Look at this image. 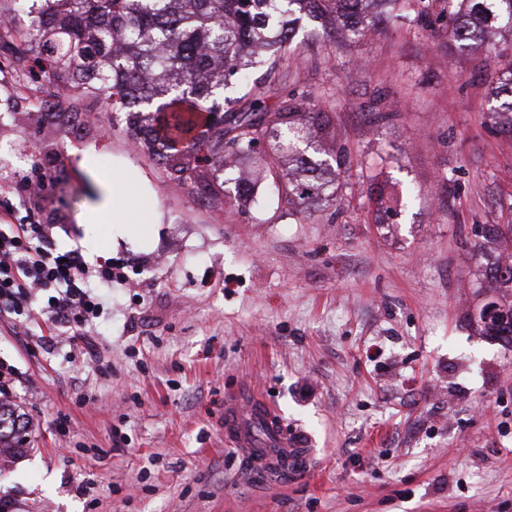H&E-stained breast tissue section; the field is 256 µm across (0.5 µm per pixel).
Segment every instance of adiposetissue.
I'll return each mask as SVG.
<instances>
[{"label": "adipose tissue", "instance_id": "adipose-tissue-1", "mask_svg": "<svg viewBox=\"0 0 512 512\" xmlns=\"http://www.w3.org/2000/svg\"><path fill=\"white\" fill-rule=\"evenodd\" d=\"M99 198L89 207L88 218L95 224H108L112 235L126 238L143 219L146 206L156 204L157 197L144 174L136 168L107 179L96 175Z\"/></svg>", "mask_w": 512, "mask_h": 512}]
</instances>
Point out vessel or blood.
Instances as JSON below:
<instances>
[{"label":"vessel or blood","instance_id":"vessel-or-blood-1","mask_svg":"<svg viewBox=\"0 0 512 512\" xmlns=\"http://www.w3.org/2000/svg\"><path fill=\"white\" fill-rule=\"evenodd\" d=\"M225 429L233 446L251 456L254 464L285 478L304 473L312 463L311 443L306 434L284 435L275 412L255 401L248 412L229 407Z\"/></svg>","mask_w":512,"mask_h":512}]
</instances>
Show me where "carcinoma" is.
<instances>
[{
  "instance_id": "1",
  "label": "carcinoma",
  "mask_w": 512,
  "mask_h": 512,
  "mask_svg": "<svg viewBox=\"0 0 512 512\" xmlns=\"http://www.w3.org/2000/svg\"><path fill=\"white\" fill-rule=\"evenodd\" d=\"M305 16L351 42L381 22L426 30L448 17L460 51L512 35V0H54L32 20L13 63L33 62L56 85L53 107L92 98L123 113L133 145L175 181L209 192L208 169L236 183L232 161L249 160L271 173L288 203L315 209L330 187L324 169L345 158L322 137L334 108L288 84ZM256 66L263 73L255 78ZM236 87L245 93L224 96ZM494 88L493 117L512 133V59ZM509 235L512 224H486L477 251L487 260L482 287L499 301L482 310L484 330L512 343V302L499 294L512 289L502 249ZM23 431L22 416L0 402V457L21 451Z\"/></svg>"
}]
</instances>
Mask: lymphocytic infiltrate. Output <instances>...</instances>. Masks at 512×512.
<instances>
[{"label": "lymphocytic infiltrate", "instance_id": "f902f5d3", "mask_svg": "<svg viewBox=\"0 0 512 512\" xmlns=\"http://www.w3.org/2000/svg\"><path fill=\"white\" fill-rule=\"evenodd\" d=\"M51 224H13L0 230V314L30 317L34 294L47 292L42 312L77 336L89 335L100 318L101 289L116 276L111 260L89 263L79 250L51 252Z\"/></svg>", "mask_w": 512, "mask_h": 512}]
</instances>
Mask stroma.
<instances>
[{
    "mask_svg": "<svg viewBox=\"0 0 512 512\" xmlns=\"http://www.w3.org/2000/svg\"><path fill=\"white\" fill-rule=\"evenodd\" d=\"M452 41L444 21L347 47L299 28L291 81L335 102L346 173L294 216L264 184L247 205L225 196L219 171L216 193H192L95 102L76 129L58 108L34 121L55 89L0 46V220L55 225L50 248L124 272L89 341L0 318L30 439L0 462L14 512H512V343L482 332L475 250L483 225L512 222V135L490 113L504 39ZM85 152L106 177L141 169L159 223L117 243L86 223ZM376 183L413 197L393 223ZM248 393L310 436L313 472L284 483L231 445L225 408Z\"/></svg>",
    "mask_w": 512,
    "mask_h": 512,
    "instance_id": "35a3bbf8",
    "label": "stroma"
}]
</instances>
